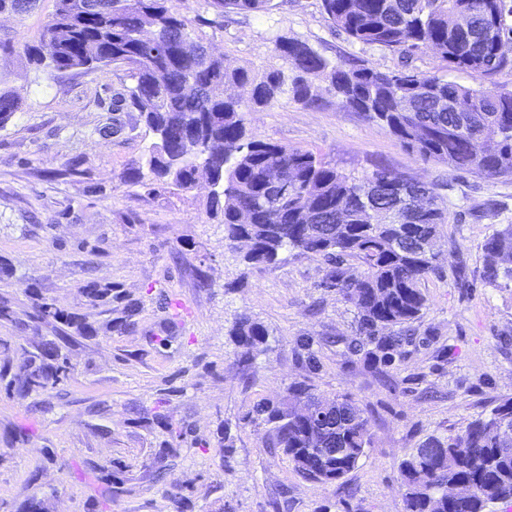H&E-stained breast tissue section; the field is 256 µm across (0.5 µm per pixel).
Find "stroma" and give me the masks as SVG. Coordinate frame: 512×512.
<instances>
[{"label":"stroma","mask_w":512,"mask_h":512,"mask_svg":"<svg viewBox=\"0 0 512 512\" xmlns=\"http://www.w3.org/2000/svg\"><path fill=\"white\" fill-rule=\"evenodd\" d=\"M52 9L41 0L0 16V40L14 46L0 50V89L21 103L0 127V362L19 371L49 343L68 373L27 394L0 382V512H400V461L512 396V293L485 284L481 251L512 224V178L423 160L331 95L316 109L285 99L248 113L261 139L356 175L385 163L437 185L448 206L443 273L422 283L413 344L388 366L349 355L356 310L320 288L319 257L250 264L207 214V188L126 180L153 140L137 113L112 111L130 73L110 64L54 77L29 65L22 47L38 43ZM179 9L230 67L252 74L277 65L280 34L336 62L405 64L336 29L321 0H272L264 12L225 13L219 27L207 0ZM489 198L495 213L479 216ZM44 301L62 318L32 323ZM243 316L267 329L265 344L238 343ZM299 381L351 395L371 421L372 444L344 482L301 478L251 420ZM172 483L183 503L169 497Z\"/></svg>","instance_id":"stroma-1"}]
</instances>
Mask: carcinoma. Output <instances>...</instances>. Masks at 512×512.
Masks as SVG:
<instances>
[{"label": "carcinoma", "instance_id": "cac0c4a2", "mask_svg": "<svg viewBox=\"0 0 512 512\" xmlns=\"http://www.w3.org/2000/svg\"><path fill=\"white\" fill-rule=\"evenodd\" d=\"M39 0H0V14H28ZM174 0H55L40 44L25 45L28 62L54 73L95 69L108 63L128 67L133 86L113 95L114 111L130 107L155 136L143 162L127 179L151 189L190 192L197 176H211L206 208L224 224V238L246 236L254 249L244 259L274 264L285 252L323 259L319 286L357 310L363 340L348 345L390 365L413 342V324L426 307L421 288L441 274L439 255H424L418 242L435 237L450 213L436 187L404 180L395 188L383 164L361 176L339 171L320 155L257 137L246 113L270 108L285 96L310 108L323 104L314 81L325 84L343 107L382 123L399 144L448 170L488 179L512 177V89L492 78L512 66V27L506 0H322L328 20L349 38L393 51L406 59L430 44L449 70H465L475 86L404 66L381 71L357 61L336 63L307 42L274 39L282 61L260 75L226 66L208 51L209 39L173 5ZM226 12H264L271 0H210ZM468 15L472 33L456 29ZM252 87L249 103L229 98L225 88ZM19 110V101L0 91V126ZM211 143L202 167L194 145ZM280 168L284 187H271L266 172ZM483 280L512 290V224L487 237ZM358 272L350 274L345 263ZM238 342L256 348L267 329L246 316L235 329ZM0 380L19 393L59 381L65 371L30 358ZM288 403L264 402L256 419L270 426V444L280 449L306 480L332 484L344 479L372 443L371 423L348 394L320 396L305 383L288 388ZM304 396L321 407L313 419L295 416L293 400ZM512 396L489 413L446 437L430 436L399 465L401 512H491L512 502Z\"/></svg>", "mask_w": 512, "mask_h": 512}]
</instances>
